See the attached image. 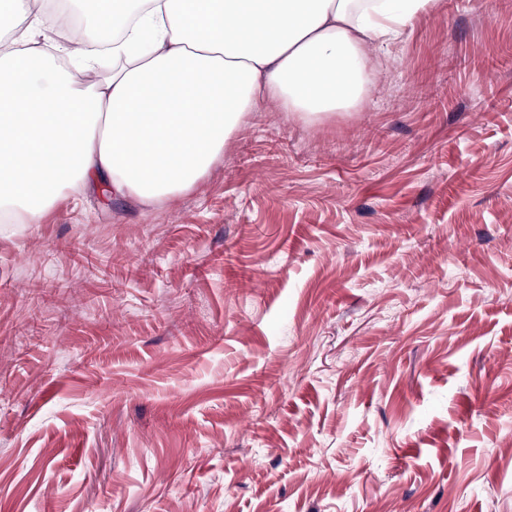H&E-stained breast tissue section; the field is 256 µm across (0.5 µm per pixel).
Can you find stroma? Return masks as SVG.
I'll use <instances>...</instances> for the list:
<instances>
[{
	"mask_svg": "<svg viewBox=\"0 0 512 512\" xmlns=\"http://www.w3.org/2000/svg\"><path fill=\"white\" fill-rule=\"evenodd\" d=\"M0 512H512V0L174 202L0 223Z\"/></svg>",
	"mask_w": 512,
	"mask_h": 512,
	"instance_id": "35a3bbf8",
	"label": "stroma"
}]
</instances>
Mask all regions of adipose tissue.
<instances>
[{
  "label": "adipose tissue",
  "instance_id": "obj_1",
  "mask_svg": "<svg viewBox=\"0 0 512 512\" xmlns=\"http://www.w3.org/2000/svg\"><path fill=\"white\" fill-rule=\"evenodd\" d=\"M67 69L0 0V218L37 223L101 184L143 204L195 188L231 135L273 103L308 122L369 98L379 58L440 0H69ZM128 48L99 71L103 44Z\"/></svg>",
  "mask_w": 512,
  "mask_h": 512
}]
</instances>
